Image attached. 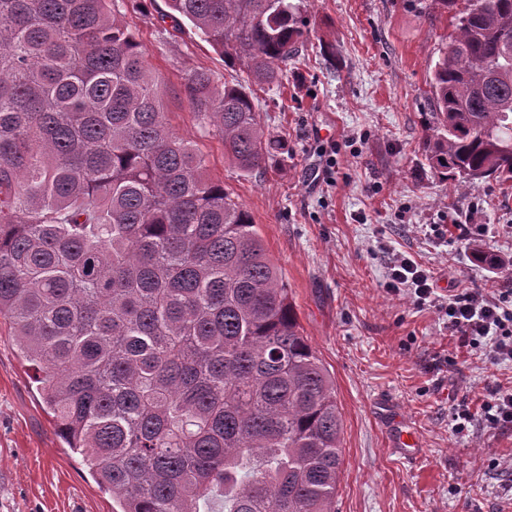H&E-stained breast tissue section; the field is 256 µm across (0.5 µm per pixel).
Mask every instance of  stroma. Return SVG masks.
Segmentation results:
<instances>
[{"label": "stroma", "instance_id": "35a3bbf8", "mask_svg": "<svg viewBox=\"0 0 512 512\" xmlns=\"http://www.w3.org/2000/svg\"><path fill=\"white\" fill-rule=\"evenodd\" d=\"M118 0L164 92L171 129L205 156L250 212L281 269L299 323L336 382L344 424L337 512H512V429L455 432L452 407L512 389V362L460 347L443 314L387 292L402 253L431 269L435 292L512 289L506 271L473 261L459 227L512 258V190L495 178L453 188L423 147L435 63L453 32L437 0H306L310 33L279 82L255 89L257 116L281 139L266 170L244 176L202 127L184 92L203 69L235 82L223 58L165 0ZM442 225L438 240L432 225ZM37 370L0 322V512H112V497L61 439ZM422 453L390 450L392 422Z\"/></svg>", "mask_w": 512, "mask_h": 512}]
</instances>
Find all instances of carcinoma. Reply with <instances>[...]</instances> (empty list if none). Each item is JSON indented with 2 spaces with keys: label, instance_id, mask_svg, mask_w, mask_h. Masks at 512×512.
<instances>
[{
  "label": "carcinoma",
  "instance_id": "carcinoma-1",
  "mask_svg": "<svg viewBox=\"0 0 512 512\" xmlns=\"http://www.w3.org/2000/svg\"><path fill=\"white\" fill-rule=\"evenodd\" d=\"M116 0H0V321L117 512H336L343 419L247 209L169 127ZM425 148L512 187V0H440ZM246 76L185 93L245 175L281 142L251 86L308 36L294 0H166Z\"/></svg>",
  "mask_w": 512,
  "mask_h": 512
}]
</instances>
